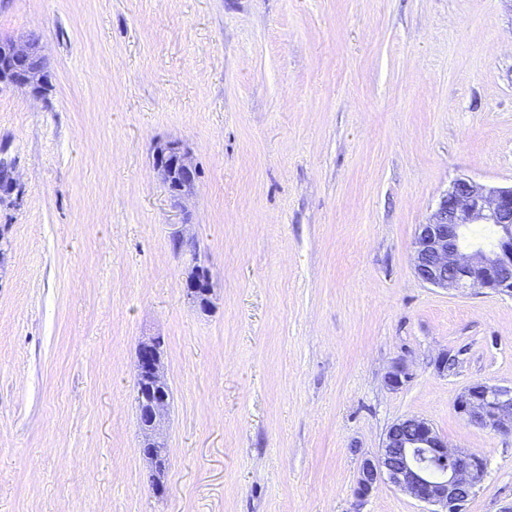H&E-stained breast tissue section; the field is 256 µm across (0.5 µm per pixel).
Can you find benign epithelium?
<instances>
[{"instance_id": "obj_1", "label": "benign epithelium", "mask_w": 512, "mask_h": 512, "mask_svg": "<svg viewBox=\"0 0 512 512\" xmlns=\"http://www.w3.org/2000/svg\"><path fill=\"white\" fill-rule=\"evenodd\" d=\"M2 85L28 88L36 95L45 92V65L31 38L0 42ZM154 167L164 182H174V198L181 199L195 191L196 166L179 143L156 144ZM474 224L495 227L497 237L491 247H462L463 237ZM174 242L177 251L189 255L186 284L212 296L211 274L201 264L192 241L178 235ZM413 266L417 277L435 288L512 296V185L491 186L468 178L455 180L428 221L419 225ZM141 377L152 387L168 386L158 337L139 342L136 378ZM409 378L407 367L399 363L387 373L386 381L396 388ZM455 408L468 425L512 435V386L472 383L457 398ZM168 413L169 397L146 400L147 419L141 426L143 457L148 464L149 485L158 492L163 488L168 462L162 433ZM485 474L483 456L452 449L448 439L428 420L407 417L389 428L379 454L362 459L354 494L363 499L386 479L415 500L432 506L430 512H464Z\"/></svg>"}]
</instances>
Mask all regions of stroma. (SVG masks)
Wrapping results in <instances>:
<instances>
[{"label":"stroma","mask_w":512,"mask_h":512,"mask_svg":"<svg viewBox=\"0 0 512 512\" xmlns=\"http://www.w3.org/2000/svg\"><path fill=\"white\" fill-rule=\"evenodd\" d=\"M29 34L47 99L0 90V512H423L386 481L354 496L411 416L487 459L465 512L512 506V436L454 407L512 385V297L412 258L454 180L512 184V0H0V39ZM168 140L198 169L180 205ZM146 336L171 393L160 496ZM154 167L166 184H169L170 179L174 180V198L181 199L195 191L196 166L189 152L179 143H157L154 148ZM173 241L177 244V251L189 255L190 268L186 279V284L193 289L203 288V293L210 298L213 295L214 286L209 270L201 264L199 256L195 253V247L192 241L185 239L181 235L174 237ZM145 377L151 387H168L162 342L159 337L141 340L138 345L136 378ZM146 400V422L141 426L142 453L148 464V481L154 491H161L165 464L168 462V448L162 433L163 425L169 413V395Z\"/></svg>","instance_id":"1"}]
</instances>
